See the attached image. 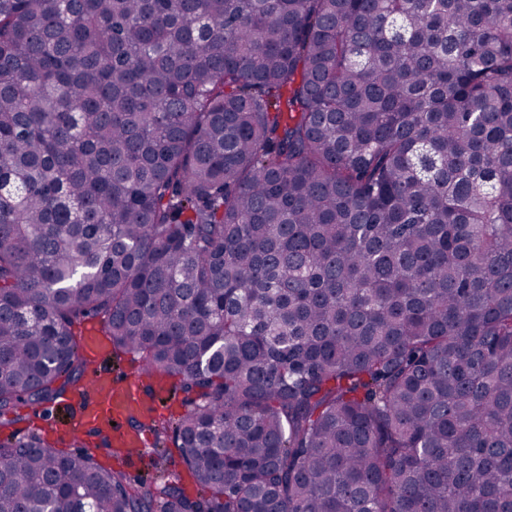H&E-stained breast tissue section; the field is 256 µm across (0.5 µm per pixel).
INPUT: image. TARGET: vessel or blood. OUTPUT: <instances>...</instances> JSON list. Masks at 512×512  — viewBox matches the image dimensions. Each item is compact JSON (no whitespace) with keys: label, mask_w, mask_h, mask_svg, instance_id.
<instances>
[{"label":"vessel or blood","mask_w":512,"mask_h":512,"mask_svg":"<svg viewBox=\"0 0 512 512\" xmlns=\"http://www.w3.org/2000/svg\"><path fill=\"white\" fill-rule=\"evenodd\" d=\"M91 372L96 391L91 400L81 401L70 410L69 434L82 435L103 428L109 430L114 446L119 448H141L145 445L142 432L129 427L128 420L147 403L137 373L114 375L102 370L98 363H91Z\"/></svg>","instance_id":"b4317fda"}]
</instances>
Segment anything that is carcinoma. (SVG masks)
<instances>
[{"instance_id": "carcinoma-1", "label": "carcinoma", "mask_w": 512, "mask_h": 512, "mask_svg": "<svg viewBox=\"0 0 512 512\" xmlns=\"http://www.w3.org/2000/svg\"><path fill=\"white\" fill-rule=\"evenodd\" d=\"M93 322L196 495L5 433L0 512H512V0H0V428Z\"/></svg>"}]
</instances>
